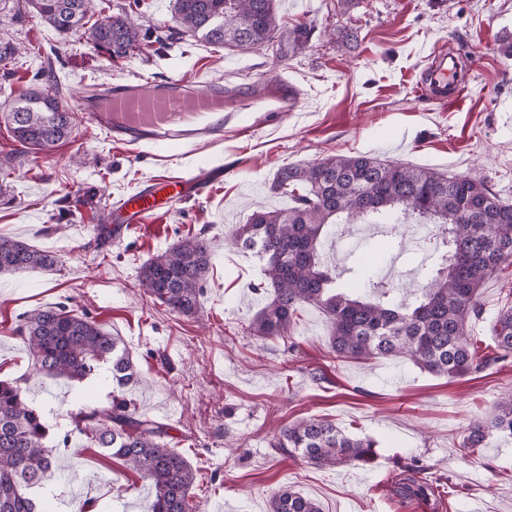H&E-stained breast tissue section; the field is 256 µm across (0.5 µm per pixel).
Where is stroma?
<instances>
[{"label": "stroma", "instance_id": "35a3bbf8", "mask_svg": "<svg viewBox=\"0 0 512 512\" xmlns=\"http://www.w3.org/2000/svg\"><path fill=\"white\" fill-rule=\"evenodd\" d=\"M174 0H97L102 14L127 11L140 49L113 60L82 34L61 38L48 25L0 19V38L21 49L0 74V236L57 256L48 269L0 273V380H22L55 430L77 410L108 402L111 373L69 381L30 372L16 333L23 315L63 305L89 314L121 340L138 373L127 392L136 410L166 424L197 471L193 499L202 512H271L285 487L316 500L322 512H512V441L461 447L465 428L490 417L512 393V359L450 380L399 359L339 361L329 350L322 312L302 305L288 341L249 337L260 306L250 285L261 268L224 237L253 211L288 207L273 191L276 172L328 155L368 153L481 176L512 199V0H278L276 37L251 51L214 47L188 35L168 39ZM308 41L290 47L295 29ZM446 44L467 63L469 89L455 106L415 90L429 55ZM52 65L73 110V132L45 149H24L5 118L11 103L37 87ZM178 77L215 79L247 99L267 80L285 78L300 91L293 112L270 115L250 132L224 128V139L187 151L143 154L112 142L85 122L81 94L126 79L157 84ZM223 167L210 193L170 204L167 212L103 243L98 227L109 208L159 177H184L200 165ZM204 234L213 252L202 307L177 314L141 287L143 263L188 235ZM325 252L337 272L349 268L423 280L431 248L386 234L328 235ZM512 306V265L481 290V314L470 334L491 343L489 324ZM331 421L369 437V465L319 467L274 453L270 440L292 422ZM432 467L431 477L410 468ZM53 495L34 489L50 512H148L149 483L121 460L72 441L58 459ZM425 494L400 493L409 481Z\"/></svg>", "mask_w": 512, "mask_h": 512}]
</instances>
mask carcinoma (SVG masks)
Here are the masks:
<instances>
[{
	"label": "carcinoma",
	"instance_id": "1",
	"mask_svg": "<svg viewBox=\"0 0 512 512\" xmlns=\"http://www.w3.org/2000/svg\"><path fill=\"white\" fill-rule=\"evenodd\" d=\"M6 10L13 22L35 18L62 38L81 31L87 43L115 60L133 53L140 41L139 28L126 13L94 19L95 0H0V13ZM276 10V0H175L176 28L168 38L189 34L217 47H261L275 38ZM8 119L14 139L28 148H48L68 138L72 112L52 66L41 71L38 87L11 104ZM272 189L291 204L252 213L227 239L229 246L253 252L261 263L262 279L250 285L261 306L249 335L287 338L298 306L309 304L325 315L330 348L343 361L405 359L422 372L455 379L512 356V307L489 325L494 355H478L467 331L480 308V288L512 260V202L493 192L487 181L369 154L329 155L280 168ZM358 221L382 224L396 236L416 224L433 225L442 248L431 254L425 282L399 285L401 296L373 272L363 275V293L341 285L325 256V236L334 224ZM210 255L205 238H184L143 264L141 286L155 302L194 315ZM55 262V256L23 240L0 237V273ZM17 333L37 374L83 381L100 364L111 365L112 399L70 415L71 428L58 437V445L66 448L72 438L83 439L150 480V512H200L191 500L195 470L175 451L167 426L131 408L125 388L135 367L116 337L88 315L61 305L24 315ZM49 432L43 409L24 398L18 381L0 380V512H38L29 490L48 491L56 477L57 457L45 445ZM494 434L512 439V394L497 403L490 421L464 430L461 447L483 448ZM270 447L317 466L337 467L371 462L377 443L310 418L281 430ZM271 512L321 508L282 488L272 496Z\"/></svg>",
	"mask_w": 512,
	"mask_h": 512
}]
</instances>
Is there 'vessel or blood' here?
<instances>
[{
	"mask_svg": "<svg viewBox=\"0 0 512 512\" xmlns=\"http://www.w3.org/2000/svg\"><path fill=\"white\" fill-rule=\"evenodd\" d=\"M457 61L447 50L435 48L424 73L422 91L448 105L461 101L464 88L455 78ZM299 99L298 89L282 80L272 84L261 100L268 112H289ZM222 83L200 81L187 87L180 78L164 86L151 87L140 82H120L101 96L83 101L86 119L108 137L130 145L155 149H174L193 145L201 139L221 140L227 124L244 123L243 107L227 108ZM215 175L199 171L190 177L160 178L122 199L119 208L124 221L112 228L121 235L126 225L138 224L162 211L168 202L179 199L185 187L204 192Z\"/></svg>",
	"mask_w": 512,
	"mask_h": 512,
	"instance_id": "b4317fda",
	"label": "vessel or blood"
}]
</instances>
